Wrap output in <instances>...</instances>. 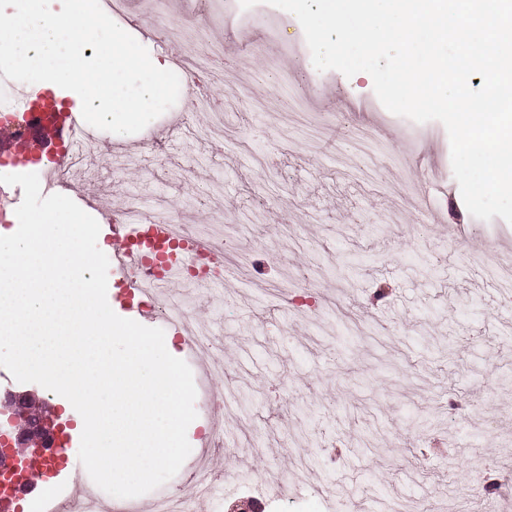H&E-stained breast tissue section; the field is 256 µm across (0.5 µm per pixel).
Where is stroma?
Instances as JSON below:
<instances>
[{"label":"stroma","mask_w":512,"mask_h":512,"mask_svg":"<svg viewBox=\"0 0 512 512\" xmlns=\"http://www.w3.org/2000/svg\"><path fill=\"white\" fill-rule=\"evenodd\" d=\"M123 15L159 27L143 45L178 60V77L203 44L220 56L211 109L182 122L183 93L122 143L99 132L93 217L108 223L131 197L161 204L209 242L232 234L225 265L250 259L219 299L189 303L215 325L224 375L196 399L192 451L165 491L212 461L228 486L212 496L220 512L256 494L272 512H392L425 497L455 512L490 467L512 503V321L488 273L512 252V224L467 211L443 124L390 113L371 77L308 70L299 21L266 0H124ZM189 180L206 204L188 199ZM20 392L80 419L0 367V398ZM217 405L227 434L214 443Z\"/></svg>","instance_id":"obj_1"}]
</instances>
